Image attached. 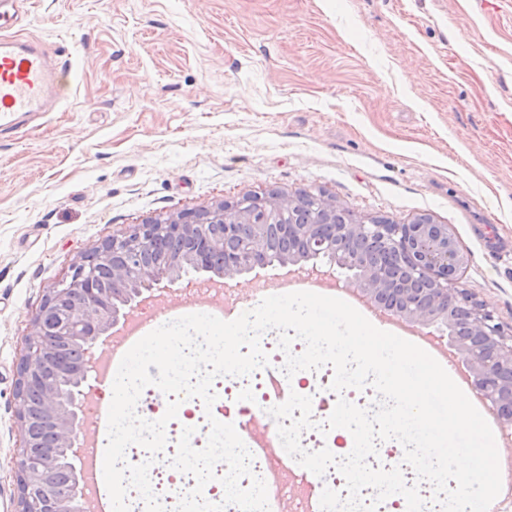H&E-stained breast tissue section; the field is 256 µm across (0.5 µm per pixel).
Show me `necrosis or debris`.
Segmentation results:
<instances>
[{
    "label": "necrosis or debris",
    "instance_id": "obj_1",
    "mask_svg": "<svg viewBox=\"0 0 512 512\" xmlns=\"http://www.w3.org/2000/svg\"><path fill=\"white\" fill-rule=\"evenodd\" d=\"M263 350L269 355L267 367L258 369L254 381L222 375L212 385L216 400L212 407H205L200 399L185 400L180 405L177 421L168 423L165 428L167 444L165 454L177 451V443L184 428H193L191 444L204 448L210 431L211 420L233 424L238 435L251 452V477L242 478L241 487H249L252 477L264 480L268 491L269 512H281L283 498V475L293 476L301 489L299 512H321L320 496L324 488L344 491L345 479L336 470L329 469L324 476H316L300 466L288 453L272 454L265 441L250 438L246 423L259 415H267L270 408L285 402L290 393L306 395L312 399V414L315 428L301 434V444L309 448H328L335 456L345 457L349 453L347 440L349 431L338 428L321 433L319 423L325 422L333 411L338 398L362 406L371 396V389L349 388L338 394L331 390L334 369L324 366L319 371L303 370L286 377L282 371L285 356L278 348L277 335L271 334L261 339ZM152 488L166 512H175L181 495L191 490L195 480L191 475L175 469H165L160 464H152L149 470Z\"/></svg>",
    "mask_w": 512,
    "mask_h": 512
}]
</instances>
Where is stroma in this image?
Masks as SVG:
<instances>
[{"mask_svg":"<svg viewBox=\"0 0 512 512\" xmlns=\"http://www.w3.org/2000/svg\"><path fill=\"white\" fill-rule=\"evenodd\" d=\"M59 109L0 133V512L45 293L131 225L275 191L448 225L512 327V0H30Z\"/></svg>","mask_w":512,"mask_h":512,"instance_id":"stroma-1","label":"stroma"}]
</instances>
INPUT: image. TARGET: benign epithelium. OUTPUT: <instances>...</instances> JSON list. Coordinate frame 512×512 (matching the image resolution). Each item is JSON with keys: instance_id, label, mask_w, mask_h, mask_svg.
I'll use <instances>...</instances> for the list:
<instances>
[{"instance_id": "benign-epithelium-1", "label": "benign epithelium", "mask_w": 512, "mask_h": 512, "mask_svg": "<svg viewBox=\"0 0 512 512\" xmlns=\"http://www.w3.org/2000/svg\"><path fill=\"white\" fill-rule=\"evenodd\" d=\"M256 217L224 218V203L163 222L134 224L104 241L73 265L70 275L44 296L26 336L15 386L23 402L18 419L24 444L18 458L17 512H83L78 505L75 448L81 440L82 406L89 389L84 359L126 315L168 293L189 271L204 281L227 284L271 268L286 279L325 257L344 269L355 265L346 243L369 237L402 276L364 271L347 279L356 290L395 309L394 315L422 327H439L450 315L467 332L449 328L450 346L463 356L476 389L512 433V332L485 304L456 287L464 257L448 225L430 217L403 224H285L297 205L276 198Z\"/></svg>"}]
</instances>
